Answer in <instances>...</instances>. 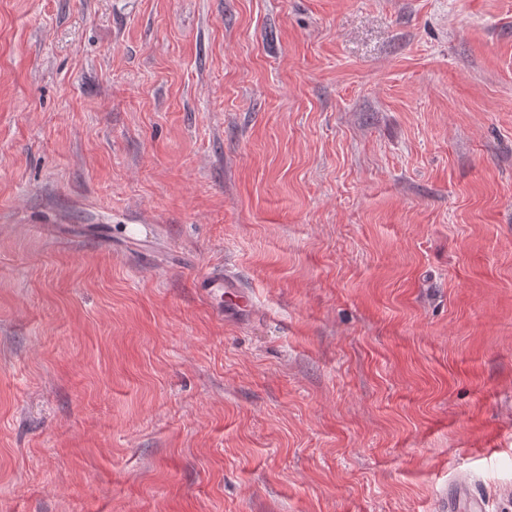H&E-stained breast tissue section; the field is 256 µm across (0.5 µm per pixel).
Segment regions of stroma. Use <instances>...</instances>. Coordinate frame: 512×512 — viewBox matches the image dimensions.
Instances as JSON below:
<instances>
[{
  "label": "stroma",
  "instance_id": "35a3bbf8",
  "mask_svg": "<svg viewBox=\"0 0 512 512\" xmlns=\"http://www.w3.org/2000/svg\"><path fill=\"white\" fill-rule=\"evenodd\" d=\"M474 501L512 512V0H0V512ZM195 288L210 301L222 299L225 294L235 298V311L242 314L249 310L241 284L224 270H213L197 278Z\"/></svg>",
  "mask_w": 512,
  "mask_h": 512
}]
</instances>
